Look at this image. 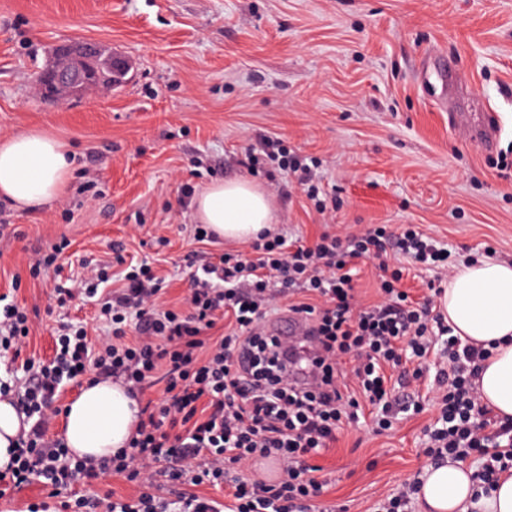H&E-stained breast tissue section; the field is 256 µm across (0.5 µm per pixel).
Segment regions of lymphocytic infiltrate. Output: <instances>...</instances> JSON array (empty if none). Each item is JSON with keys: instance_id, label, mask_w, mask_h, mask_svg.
<instances>
[{"instance_id": "obj_1", "label": "lymphocytic infiltrate", "mask_w": 512, "mask_h": 512, "mask_svg": "<svg viewBox=\"0 0 512 512\" xmlns=\"http://www.w3.org/2000/svg\"><path fill=\"white\" fill-rule=\"evenodd\" d=\"M248 159L293 174L324 209L306 161L263 141L250 147ZM387 237L382 225L343 236L325 231L312 241L262 236L192 270L180 307L163 301L162 281L148 263L126 268L122 287L102 297L107 266L82 262L54 299L60 306L78 294L96 299L106 332L93 346L86 324L59 323L52 360L24 361L20 411L29 429L9 470L0 472V489L40 483L47 500L28 512H310L326 486L315 457L335 443L338 430L359 422L362 405L374 408L379 433L399 414L421 411L415 397L396 395L390 374L415 360L413 376L421 378L422 363L438 349L439 416L423 453L435 464L478 455L474 479L491 488L512 473V419L493 415L478 395L489 350L454 336L431 299L415 302L400 291L401 270L381 277L380 302H355L352 266L382 257ZM396 245L414 262L448 264V252L414 227ZM285 308L312 321L313 353L283 350L266 334L267 320ZM31 328L25 309L0 308V347L22 350ZM90 367L96 380L123 384L139 404L126 449L96 461L74 457L63 438L49 435L64 382ZM258 460L280 463V477H241ZM110 476L136 484L138 494H83ZM166 483L186 489L167 498ZM201 484L216 496L196 494Z\"/></svg>"}]
</instances>
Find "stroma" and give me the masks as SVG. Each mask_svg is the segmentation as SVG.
Segmentation results:
<instances>
[{
    "instance_id": "1",
    "label": "stroma",
    "mask_w": 512,
    "mask_h": 512,
    "mask_svg": "<svg viewBox=\"0 0 512 512\" xmlns=\"http://www.w3.org/2000/svg\"><path fill=\"white\" fill-rule=\"evenodd\" d=\"M73 40L124 52L127 82L40 100L49 47ZM456 108L495 114L493 152L449 122ZM32 129L70 143L75 164L46 208L0 206V296L36 314L25 359H51L59 319L86 321L93 345L104 332L93 301L52 306L58 277L29 273L60 239L64 270L113 259L120 243L155 263L170 300L185 294L187 256L227 247L191 242L185 184L251 178L290 238L414 224L456 261L512 262V167L496 165L512 158V0H0V136ZM263 136L316 160L326 212L288 174L250 172L246 151ZM436 417L430 406L381 435L345 427L318 460L319 512H369L421 474Z\"/></svg>"
}]
</instances>
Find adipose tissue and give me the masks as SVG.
<instances>
[{"mask_svg": "<svg viewBox=\"0 0 512 512\" xmlns=\"http://www.w3.org/2000/svg\"><path fill=\"white\" fill-rule=\"evenodd\" d=\"M74 158L65 143L42 132L0 138V200L21 210L59 198ZM193 213L216 236L248 242L273 230L270 197L247 179L218 181L194 201ZM440 309L462 340L493 345L477 379L478 391L496 414L512 418V264H461L440 300ZM137 403L123 385L87 383L65 408L63 438L81 459H99L124 448L136 423ZM419 500L425 512H512V474L502 475L489 495L475 497L471 471L459 462L427 466Z\"/></svg>", "mask_w": 512, "mask_h": 512, "instance_id": "adipose-tissue-1", "label": "adipose tissue"}]
</instances>
